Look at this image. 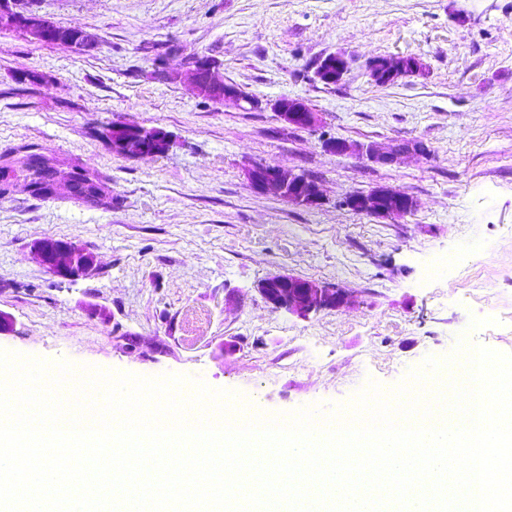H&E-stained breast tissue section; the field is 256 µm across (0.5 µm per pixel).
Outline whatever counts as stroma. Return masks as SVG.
<instances>
[{
  "label": "stroma",
  "mask_w": 512,
  "mask_h": 512,
  "mask_svg": "<svg viewBox=\"0 0 512 512\" xmlns=\"http://www.w3.org/2000/svg\"><path fill=\"white\" fill-rule=\"evenodd\" d=\"M62 26L97 33L78 54L0 29V349L135 375H182L233 392L264 414L327 415L369 383L392 391L410 372L463 369L483 346L512 354V0H31ZM341 52L335 85L314 78ZM412 54L421 74L380 86L368 64ZM259 100L221 106L176 81L193 56ZM288 96L319 127L281 131ZM115 122L173 134L163 157L127 158L97 135ZM397 150L382 166L336 157L324 137ZM106 177L112 205L34 198L26 151ZM321 180L324 200L289 203L250 188L244 166ZM385 186L413 212L383 218L344 199ZM43 237L94 252L95 273L46 272ZM277 274L336 284L340 310H271Z\"/></svg>",
  "instance_id": "stroma-1"
}]
</instances>
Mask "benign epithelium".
Returning a JSON list of instances; mask_svg holds the SVG:
<instances>
[{"instance_id":"obj_1","label":"benign epithelium","mask_w":512,"mask_h":512,"mask_svg":"<svg viewBox=\"0 0 512 512\" xmlns=\"http://www.w3.org/2000/svg\"><path fill=\"white\" fill-rule=\"evenodd\" d=\"M0 13L5 15L12 28L33 33L41 41H54L59 36L56 24L41 17L35 11L20 6L18 0H0ZM274 110L283 124L282 130L290 128H315L321 122L320 114L310 109L303 101L282 97L273 103ZM109 130L115 132L112 137V150L119 154L127 153L130 140L121 137V134L133 131L136 141L140 142V156H156L160 149L153 145L154 135H159L165 144V151H170L172 138L164 129H145L122 123H114ZM323 151L333 155H345L359 150L365 153L373 162L381 165H395L400 162L401 156L397 152L382 151L374 145L354 147L351 142L340 138H325L321 141ZM49 178L46 180L47 188L41 190L39 186L27 183L28 192L36 196H53L58 191L57 168L50 166L46 169ZM245 176L252 189L259 194L273 192L285 199L293 195L296 201L304 205H313L322 199L321 185L317 184L310 189L309 195L301 193L302 184L306 177L290 169L264 164H252L245 169ZM388 197L397 204L396 212H402V206L412 207L414 201L402 190L392 188L386 193L373 190L367 194L345 197V205L358 212H370L377 207L382 197ZM34 254L38 263L53 275L66 279L77 280L86 278L97 267L96 256L71 242L42 238L34 245ZM260 293L266 303L277 310H286L298 315L307 316L326 310H336L353 302L345 290L334 285L296 277L290 274H281L267 278L260 288Z\"/></svg>"}]
</instances>
